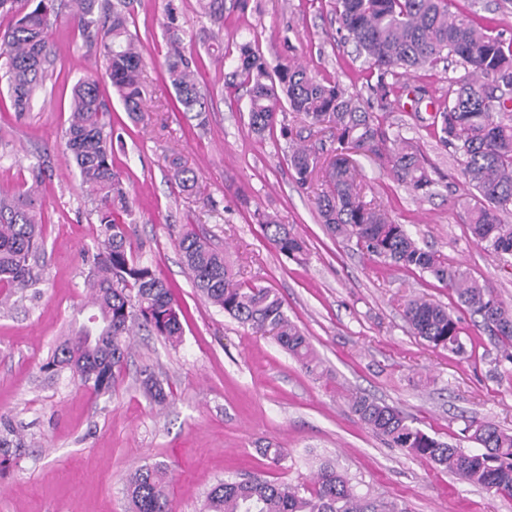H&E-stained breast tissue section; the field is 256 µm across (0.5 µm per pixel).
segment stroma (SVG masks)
Listing matches in <instances>:
<instances>
[{"label":"stroma","instance_id":"obj_1","mask_svg":"<svg viewBox=\"0 0 512 512\" xmlns=\"http://www.w3.org/2000/svg\"><path fill=\"white\" fill-rule=\"evenodd\" d=\"M175 5L183 45L198 59L207 96L204 119L179 111L165 80L168 5ZM493 33L512 38V0H455ZM213 25L196 0H133V24L145 64L143 118L125 111L110 84L116 132L113 160L129 192L127 217L134 251L152 263L186 313L181 343L147 332L112 392L97 394L70 374L48 377L40 367L69 332L85 303L87 268L97 216L64 152L72 85L102 69L103 59L67 17L50 34L52 79L25 112L0 91V189L36 183L44 210L45 254L40 282L0 310V416L27 449L0 474V512H127L130 473L164 463L172 477L173 512H199L209 489L224 478L260 477L309 484L328 460L359 491L397 502L408 512H512V498L459 483L448 472L388 446L352 412L349 396L368 394L410 416L415 427L468 453L466 419L512 430V364L503 347L454 293L431 276L388 266L355 240L327 234L314 192L297 184L289 143L248 129L244 88L225 84V67L211 56ZM224 49L254 41L271 63L302 62L368 99L364 64L339 32L329 0H249L247 11L224 7ZM455 69L438 64L405 77L392 111L380 122L412 137L435 181L420 199L371 156H358L363 193L406 225L420 246L461 265L512 302V274L476 244L460 204L461 165L430 126ZM193 170V189L172 178L174 163ZM274 214L307 245L303 262L287 260L255 216ZM189 225L223 251L236 281L273 289L289 319L308 336L320 364L309 374L271 334L219 311L193 286L174 239ZM421 296L459 316L467 351L435 348L415 336L403 307ZM164 382L168 399L153 404L144 370ZM285 456L272 464L265 447Z\"/></svg>","mask_w":512,"mask_h":512}]
</instances>
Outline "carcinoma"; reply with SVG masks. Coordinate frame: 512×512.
Returning a JSON list of instances; mask_svg holds the SVG:
<instances>
[{
  "label": "carcinoma",
  "mask_w": 512,
  "mask_h": 512,
  "mask_svg": "<svg viewBox=\"0 0 512 512\" xmlns=\"http://www.w3.org/2000/svg\"><path fill=\"white\" fill-rule=\"evenodd\" d=\"M72 19L96 45L104 72L78 79L70 92V115L65 149L73 159L82 186L94 205L99 232L94 252L87 256L89 302L82 323L60 341L41 369L51 376L63 372L96 393H107L117 382L136 324L171 341L182 336L184 312L170 286L152 265L134 255L129 241V196L112 159L114 131L100 95V81L111 82L125 110L144 112L143 58L130 30L128 0H67ZM450 0H332L343 39L354 44L368 63L367 88L379 110L390 111L402 87L399 79L416 70L452 61L464 74L449 80L448 98L432 117L438 142L462 157L466 192L462 205L471 213L473 239L499 261L512 260V39L492 35L476 18L452 11ZM202 14L224 23V0H197ZM12 17L0 36L5 56L3 77L19 112L30 109L36 92L48 78L47 42L57 24V0H0V16ZM165 35L169 45L165 72L175 91V103L185 112L202 115L207 102L195 78L197 60L184 52L175 8L168 10ZM503 85L495 95L485 79ZM227 84L249 92V128L258 136L280 129L293 130L278 115L290 111L311 127L329 132L292 149L290 165L298 183L307 185L319 172L325 191L316 207L328 234L356 238L368 254L386 264L431 275L456 294L459 304L481 318L503 346L512 364V304L504 302L488 284L448 263L441 254L419 245L403 224L391 221L376 204L364 200L351 154L364 150L387 163L395 180L413 193L432 194V178L413 139L393 136L378 116L366 111L336 79L317 77L305 66L290 63L270 68L258 45H239ZM263 232L282 255L302 261L305 242L275 217L259 216ZM194 287L211 304L240 323L272 333L278 345L313 371L307 336L285 313L270 288L234 281L224 253L183 226L175 236ZM42 210L35 189L22 184L0 194V294L11 296L40 281L33 261L43 251ZM404 317L413 334L453 353L465 351L459 318L448 307L424 297L404 304ZM145 394L157 405L168 394L154 373L144 371ZM352 412L393 448L426 460L463 483L512 498V432L489 421L471 419L469 439L482 452L465 453L457 446L411 426L400 410L361 393L349 400ZM23 438L8 421L0 422V468L19 457ZM162 463L137 469L125 484L128 512H172ZM201 512H405L395 502L358 493L355 485L329 462L320 463L310 486L299 487L257 477L227 479L207 493Z\"/></svg>",
  "instance_id": "carcinoma-1"
}]
</instances>
